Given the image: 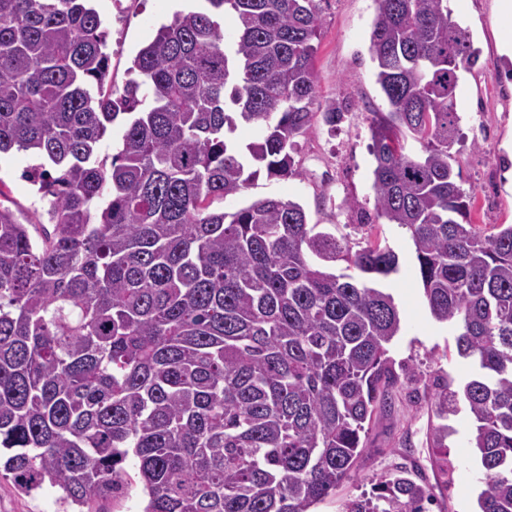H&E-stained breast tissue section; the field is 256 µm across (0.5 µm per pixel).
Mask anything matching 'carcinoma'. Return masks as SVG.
<instances>
[{"instance_id": "cac0c4a2", "label": "carcinoma", "mask_w": 512, "mask_h": 512, "mask_svg": "<svg viewBox=\"0 0 512 512\" xmlns=\"http://www.w3.org/2000/svg\"><path fill=\"white\" fill-rule=\"evenodd\" d=\"M320 2L201 0L118 89L89 0H0V155L40 159L29 180L49 201L48 223L22 224L0 200V451L19 490L82 506L112 496L131 458L143 512H313L353 469L398 381L401 318L380 288L398 255L353 249L291 200L211 209L262 170L295 174L298 138L341 118L334 100L312 111ZM376 2L377 217L409 232L430 313L474 366L456 390L424 383L430 447L448 455L465 402L480 512H512V224L472 223L452 152L478 53L448 0ZM116 123L121 147L102 157ZM241 125L257 130L244 148ZM426 502L400 470L345 512Z\"/></svg>"}]
</instances>
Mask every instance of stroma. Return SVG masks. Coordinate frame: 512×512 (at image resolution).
Returning a JSON list of instances; mask_svg holds the SVG:
<instances>
[{
    "label": "stroma",
    "mask_w": 512,
    "mask_h": 512,
    "mask_svg": "<svg viewBox=\"0 0 512 512\" xmlns=\"http://www.w3.org/2000/svg\"><path fill=\"white\" fill-rule=\"evenodd\" d=\"M93 4L106 20L109 77L113 87L119 88L128 78L133 57L174 10L170 0H123L125 12L119 19L113 0H93ZM321 7L323 26L315 59L318 98L340 103L343 120L333 128L316 124L300 139L296 175L259 174L248 188L215 202L214 207L231 213L260 198L292 200L304 207L309 223L342 225L351 244L371 236L389 245L399 258V270L382 280L381 286L393 295L401 317V330L389 346L394 371L409 365L424 378L438 373L462 383L471 368L457 354L453 327L430 314L406 229L385 223L375 212L367 117L387 108L375 82L369 50L375 0H323ZM448 8L479 51L476 64L461 73L455 99L460 138L453 150L461 185L475 195L471 219L490 232L498 225L512 224V184L502 175L507 160L504 145L512 139V79L505 77L506 65L496 48L494 0H448ZM35 162V156L23 151L0 157V191L24 224L47 220L48 201L23 176ZM432 419L430 397L422 382L400 379L385 409L371 422L366 446L350 476L317 505L316 512H344L347 500L370 491L373 480L398 470L408 471L431 488L434 501L429 512H477L482 469L469 446L470 411L460 405L448 420L453 430L448 457L455 466L449 479L442 475L429 446ZM125 468L129 477L122 491L111 500L90 502L88 512H142L146 495L135 465L129 461ZM0 512H66V507L56 489L25 494L10 479L0 478Z\"/></svg>",
    "instance_id": "35a3bbf8"
}]
</instances>
